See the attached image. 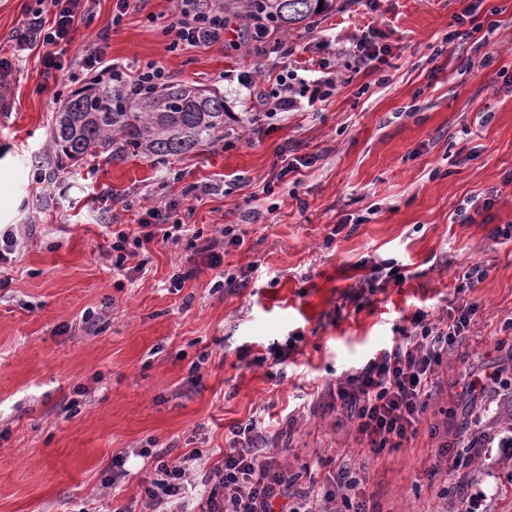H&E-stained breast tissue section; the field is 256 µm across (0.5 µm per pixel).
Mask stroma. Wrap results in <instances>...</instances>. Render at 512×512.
Instances as JSON below:
<instances>
[{
    "label": "stroma",
    "mask_w": 512,
    "mask_h": 512,
    "mask_svg": "<svg viewBox=\"0 0 512 512\" xmlns=\"http://www.w3.org/2000/svg\"><path fill=\"white\" fill-rule=\"evenodd\" d=\"M470 8L472 23L452 29ZM115 10L116 0H98L93 18L76 22L68 57L108 30L107 58L159 61L173 82L222 92L228 115L191 153L104 154L39 183L52 116L90 77L45 73L34 51L5 77L0 227L33 231L0 266V512H110L116 502L139 512L157 465L140 449L156 446L170 464L197 450L212 464L230 427L251 418L287 432L285 459L303 478L350 458L374 512H444L439 491L457 478L427 476L436 412L454 407L448 436L462 446L499 423L487 410L497 393L453 402L449 383L512 377V348L500 344L512 238L493 234L512 222V0H331L315 27L287 39L299 77L336 67L335 91L255 124L251 104L272 83L239 80L263 56L237 16L225 43L169 52L170 0H144L113 28ZM368 36L383 61L354 53ZM282 151L312 160L290 185L267 181ZM149 206L180 229L155 238L143 268L114 269L113 230L136 228ZM388 258L407 264L404 284L362 291L365 262ZM474 264L488 276L470 294L469 338L449 354L415 436L366 451L330 408L331 387L388 346L405 316L456 306ZM179 272L189 278L176 289ZM228 276L246 287L215 289ZM290 337L297 349L284 365H256ZM121 451L130 474L107 486ZM472 477L486 512H512V447L490 449Z\"/></svg>",
    "instance_id": "obj_1"
}]
</instances>
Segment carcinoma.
<instances>
[{
    "label": "carcinoma",
    "instance_id": "carcinoma-1",
    "mask_svg": "<svg viewBox=\"0 0 512 512\" xmlns=\"http://www.w3.org/2000/svg\"><path fill=\"white\" fill-rule=\"evenodd\" d=\"M329 5L330 0H224V10L248 21L262 12L284 31L309 24ZM224 115V97L209 90L173 82L131 100L96 81L54 113L40 164L55 174L104 153L114 159L187 154L224 130Z\"/></svg>",
    "mask_w": 512,
    "mask_h": 512
}]
</instances>
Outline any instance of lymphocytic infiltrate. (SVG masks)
<instances>
[{
  "label": "lymphocytic infiltrate",
  "instance_id": "1",
  "mask_svg": "<svg viewBox=\"0 0 512 512\" xmlns=\"http://www.w3.org/2000/svg\"><path fill=\"white\" fill-rule=\"evenodd\" d=\"M95 3L37 0L36 8L26 11L20 27L11 35L16 50L47 46L40 59L45 72L63 71L71 31L78 19L92 14ZM225 27L224 0H175L164 27L170 38L167 48H210L223 42ZM107 40V32H100L97 41L78 56L82 72L108 78L131 98L167 83L168 74L158 62L132 68L108 61ZM271 52L269 63L277 71L276 86L256 100L254 119H271L300 109L303 103L325 101L335 90V70L324 71L311 81H299L288 69L292 48L278 42ZM167 219L166 212L152 206L140 219L138 233L113 232V267L124 269L129 258L146 251L155 239L154 226ZM476 310L475 303L462 301L454 314L438 319L427 311H415L409 326L400 329L390 347L381 349L358 373L337 383L332 405L367 441L370 452L400 447L415 433L429 406L435 376L449 351L465 340ZM430 435L438 448L427 470L432 479L444 470L477 463L483 449L491 445L512 447V433L504 435L493 429L482 433L461 457L450 452L447 422L433 423ZM200 459V454L193 452L176 465L158 462L154 476L143 485V512H371L361 489L360 465L346 460L322 481L300 483L298 474L284 463L275 436L253 418L231 428L220 463L204 467ZM195 481L201 483L203 491L192 500L187 492Z\"/></svg>",
  "mask_w": 512,
  "mask_h": 512
}]
</instances>
